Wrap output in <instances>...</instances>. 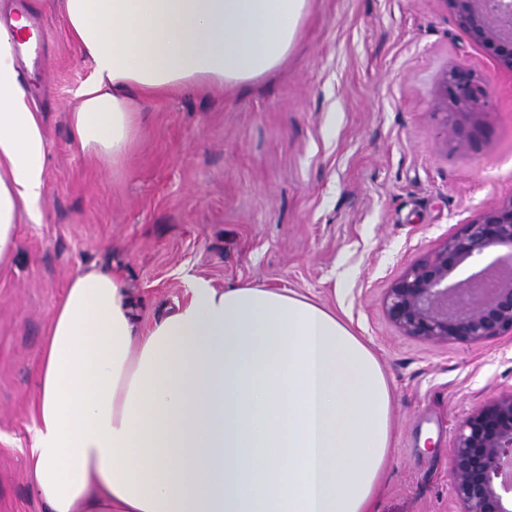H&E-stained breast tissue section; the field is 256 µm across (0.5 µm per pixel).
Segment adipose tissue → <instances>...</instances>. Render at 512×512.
<instances>
[{
	"instance_id": "1",
	"label": "adipose tissue",
	"mask_w": 512,
	"mask_h": 512,
	"mask_svg": "<svg viewBox=\"0 0 512 512\" xmlns=\"http://www.w3.org/2000/svg\"><path fill=\"white\" fill-rule=\"evenodd\" d=\"M309 0H61L91 64L69 124L102 159L134 97L278 68ZM0 26V262L38 218L48 145ZM147 334L123 282L73 277L41 352L31 463L49 512H373L392 431L376 356L336 313L257 286L191 285Z\"/></svg>"
}]
</instances>
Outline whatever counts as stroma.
Listing matches in <instances>:
<instances>
[{
  "mask_svg": "<svg viewBox=\"0 0 512 512\" xmlns=\"http://www.w3.org/2000/svg\"><path fill=\"white\" fill-rule=\"evenodd\" d=\"M43 57L20 73L49 145L39 221L0 264V512H46L30 467L40 356L69 281L97 269L140 307L186 303L192 280L260 285L338 315L393 393L375 512H457L450 446L465 416L512 387V335L431 344L383 314L395 277L480 210L512 199V71L446 0H310L280 69L241 88L142 102L126 150L85 151L67 114L91 66L60 0H29ZM490 84L488 107L445 117L441 75Z\"/></svg>",
  "mask_w": 512,
  "mask_h": 512,
  "instance_id": "1",
  "label": "stroma"
}]
</instances>
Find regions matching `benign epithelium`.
I'll return each mask as SVG.
<instances>
[{
  "instance_id": "benign-epithelium-1",
  "label": "benign epithelium",
  "mask_w": 512,
  "mask_h": 512,
  "mask_svg": "<svg viewBox=\"0 0 512 512\" xmlns=\"http://www.w3.org/2000/svg\"><path fill=\"white\" fill-rule=\"evenodd\" d=\"M469 39L512 69V0H447ZM439 102L474 114L489 85L464 66L442 74ZM403 335L475 344L512 335V199L480 211L392 280L383 299ZM450 473L458 512H512V388L483 400L460 423Z\"/></svg>"
}]
</instances>
